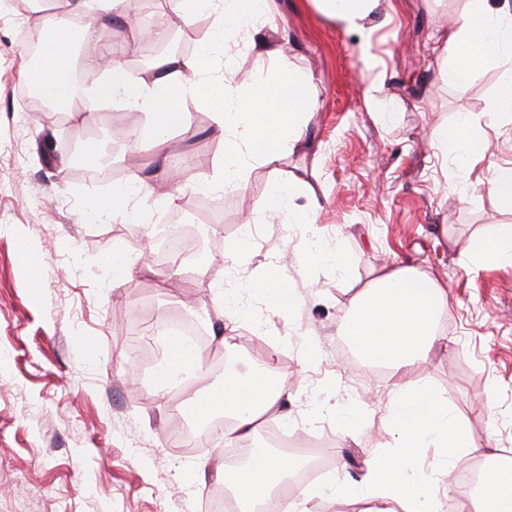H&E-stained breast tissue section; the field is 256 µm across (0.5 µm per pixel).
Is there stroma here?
Here are the masks:
<instances>
[{
  "instance_id": "stroma-1",
  "label": "stroma",
  "mask_w": 512,
  "mask_h": 512,
  "mask_svg": "<svg viewBox=\"0 0 512 512\" xmlns=\"http://www.w3.org/2000/svg\"><path fill=\"white\" fill-rule=\"evenodd\" d=\"M464 6L380 0L358 32L329 19L316 0H273L291 61L314 77L308 144L276 169L254 168L225 195L224 221L206 225L194 272L144 269L150 239L132 243L120 220L84 218L86 202L108 195L114 181H86L77 163L107 169L105 138L128 108L112 99L97 102L89 121L36 117L18 94L24 21L0 17V512H200L223 490L230 456L219 435L183 446L171 423L188 396L221 382L222 369L249 373L259 356L271 379L288 381L290 426L320 425L334 436L324 451L332 479L361 484L369 461L397 446L385 425L395 380L365 367L344 327L349 298L387 265L448 287V345L409 380L435 389L480 445L512 456V266L465 255L490 225L512 224L485 188L497 167L512 166V120L489 116L496 65L480 70L465 98L448 81L442 36ZM462 108L489 141L468 172L433 134ZM184 109L188 123L162 145L148 117L140 119L135 173L147 175L155 195L135 205L152 226L166 213L156 196L169 188V156L186 157L197 181L181 189L185 199L202 196L223 153L205 92L187 95ZM48 133L65 144V170L41 155ZM274 179L299 184L294 207L317 205L314 224L260 221ZM315 235L345 256L348 271L305 259ZM238 241L242 249L229 251ZM116 256L127 269H113ZM270 270L295 294L292 309L271 310L249 289ZM229 290L243 300L244 317L226 333L221 300ZM188 299L209 338L204 371L164 389L154 369L132 375L133 337L166 348L142 309ZM88 338L97 347L87 357Z\"/></svg>"
}]
</instances>
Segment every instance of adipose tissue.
<instances>
[{
	"mask_svg": "<svg viewBox=\"0 0 512 512\" xmlns=\"http://www.w3.org/2000/svg\"><path fill=\"white\" fill-rule=\"evenodd\" d=\"M323 11L343 28L364 29L379 0H319ZM62 12H45L36 31L43 46L44 66L25 68L22 80L48 100L74 108L82 119L94 116L96 98H119L135 110L146 111L157 136L182 124L186 116L183 96L194 86H203L213 107L216 130L224 146L223 158L210 186L237 190L254 165L276 166L288 153L305 146V128L317 100L311 92L313 76L292 65L287 47L275 35L278 26L271 0H180V18L191 23L201 16H214L207 33L212 46L225 47L240 32L250 34L249 48L265 71L259 79L242 81L233 67L216 70L208 52L193 56L169 53L158 56L142 71L132 72L90 58L86 70L108 73L96 88L95 99L76 101L70 93L73 75L67 56L75 36L94 39L104 22L125 23L129 0H66ZM448 80L458 93H465L475 74L486 64H497L503 80L492 102L493 112L512 113V0H467L464 12L449 25ZM443 150L462 168L483 159L488 144L474 134L470 116L462 112L452 127L435 131ZM151 189L138 178L113 186L112 192L92 199L85 217L104 215L124 223L143 222L133 204L134 195ZM294 185L272 183L263 206L265 217L289 224H311L314 209L295 211ZM477 259L512 264V225H494L487 239L469 245ZM346 334L372 362L398 373L390 409L385 417L396 437L400 454H383L372 463L366 481L354 490L341 485L328 489L329 497L361 505V512H440L441 492L448 487V469L424 470L420 451L434 448L448 459L480 453L485 464L480 486L471 494L452 497L450 512H512V461H503L500 449L479 448L464 424L449 411L430 387L407 383L408 372L445 339L435 329L448 307V291L426 275L407 267H393L379 275L369 288L349 300ZM267 370L257 366L248 375L235 370L224 373L218 409L232 417L224 431V444L244 447V460L224 469V491L237 504V512H255L258 503L289 477L292 464L252 448L250 441L265 416L287 421L282 409V388L268 383Z\"/></svg>",
	"mask_w": 512,
	"mask_h": 512,
	"instance_id": "1",
	"label": "adipose tissue"
}]
</instances>
